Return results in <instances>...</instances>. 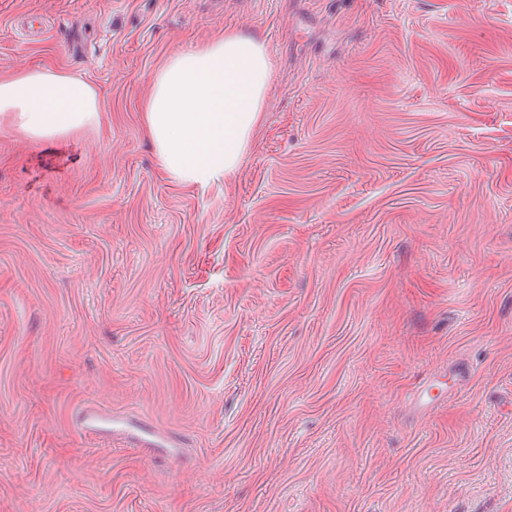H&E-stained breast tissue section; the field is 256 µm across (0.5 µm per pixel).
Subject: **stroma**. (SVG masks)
Listing matches in <instances>:
<instances>
[{
  "label": "stroma",
  "instance_id": "1",
  "mask_svg": "<svg viewBox=\"0 0 512 512\" xmlns=\"http://www.w3.org/2000/svg\"><path fill=\"white\" fill-rule=\"evenodd\" d=\"M227 27L273 80L190 188L142 106ZM33 68L100 119L0 125V512H512V0H0Z\"/></svg>",
  "mask_w": 512,
  "mask_h": 512
}]
</instances>
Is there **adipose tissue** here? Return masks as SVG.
<instances>
[{
	"instance_id": "1",
	"label": "adipose tissue",
	"mask_w": 512,
	"mask_h": 512,
	"mask_svg": "<svg viewBox=\"0 0 512 512\" xmlns=\"http://www.w3.org/2000/svg\"><path fill=\"white\" fill-rule=\"evenodd\" d=\"M273 72L266 42L227 29L170 56L143 105L160 169L184 186L229 181L265 110ZM99 97L80 77L30 70L0 80V120L34 138L97 124Z\"/></svg>"
}]
</instances>
